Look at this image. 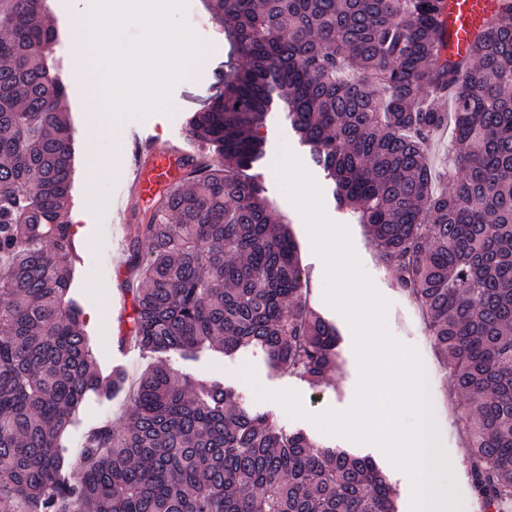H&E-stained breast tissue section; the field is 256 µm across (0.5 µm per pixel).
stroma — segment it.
<instances>
[{"label":"stroma","mask_w":512,"mask_h":512,"mask_svg":"<svg viewBox=\"0 0 512 512\" xmlns=\"http://www.w3.org/2000/svg\"><path fill=\"white\" fill-rule=\"evenodd\" d=\"M47 15L49 23L58 31L54 54L62 66V77L67 87L66 109L75 141L71 213L77 218L73 233L81 260L74 265L71 292L102 372L108 374L120 369L132 381L153 363L162 361L177 373L196 381L207 385L221 384L239 395L240 404L246 410L269 414L285 431H300L318 444L371 456L397 490L398 512H410L411 481L377 445L355 443L346 437L325 433L312 421L315 415L329 410H344L355 402L360 369L353 328L343 314L326 302L325 263L313 249L302 214L291 203L280 183V158L284 151H291L319 186L327 218L347 228L362 272L388 301L385 315L388 333L400 343L415 348L421 360L429 363L436 377V393L442 409L439 436L462 502L474 503V490L469 477L470 458L460 420L463 400L446 381L443 365L427 336L423 315L415 301L395 286L389 269L372 248L364 226L338 209L329 180L322 170L312 164L308 147L301 144L280 109H273L263 130L268 151V163L261 170L264 195L274 217L288 225L298 245L309 286L310 304L332 321L339 332V369L330 384L315 387L298 376L276 373L269 368L264 353L258 349L232 356L212 350L193 356L173 350L154 354L121 340L117 318L124 301L123 283L120 278L110 274L109 268L114 264H127L131 254L128 246L129 225L113 221L116 207L114 197L126 179V169L122 166L109 169L97 179H90L91 155L95 152L111 153L113 142L117 139L123 145H130L131 136L135 133L163 140L185 139L184 128L188 117L202 109L222 87L224 71L231 62L229 45L223 29L211 20L203 4H196L195 22L191 30L200 46L211 51L206 64L192 68L174 84L162 109L121 119L117 134L100 135L88 124L85 112L93 82L89 77L76 76L71 66L79 52L78 46L70 39V30L76 21L74 0H47ZM249 370L254 373L250 379L245 376ZM285 390L298 393L305 417L289 416L278 402L272 400V393ZM130 396L131 392L127 389L107 397L88 395L62 440L66 453L77 456L85 436L99 426L109 424L124 428Z\"/></svg>","instance_id":"1"}]
</instances>
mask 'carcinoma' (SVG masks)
I'll return each instance as SVG.
<instances>
[{
    "label": "carcinoma",
    "mask_w": 512,
    "mask_h": 512,
    "mask_svg": "<svg viewBox=\"0 0 512 512\" xmlns=\"http://www.w3.org/2000/svg\"><path fill=\"white\" fill-rule=\"evenodd\" d=\"M242 64L187 137L194 166L135 225L130 340L148 353L261 348L314 386L338 331L308 303L298 246L264 196L262 133L280 106L339 209L368 227L428 319L466 425L481 512L512 503V0L463 57L443 54L445 0H204ZM46 0H0V512H397L374 460L285 433L164 363L133 387L126 427L59 441L103 375L69 298L74 145ZM448 98L452 111L436 102ZM452 128L448 189L430 160ZM149 243L145 264L138 245ZM78 470L63 489L60 475Z\"/></svg>",
    "instance_id": "obj_1"
}]
</instances>
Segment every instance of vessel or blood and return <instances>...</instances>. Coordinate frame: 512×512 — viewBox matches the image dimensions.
<instances>
[{"label":"vessel or blood","instance_id":"1","mask_svg":"<svg viewBox=\"0 0 512 512\" xmlns=\"http://www.w3.org/2000/svg\"><path fill=\"white\" fill-rule=\"evenodd\" d=\"M494 0H447L445 49L447 55H464L474 30L487 18ZM193 152L153 137L133 141L129 189L138 198L156 197L191 168Z\"/></svg>","mask_w":512,"mask_h":512}]
</instances>
